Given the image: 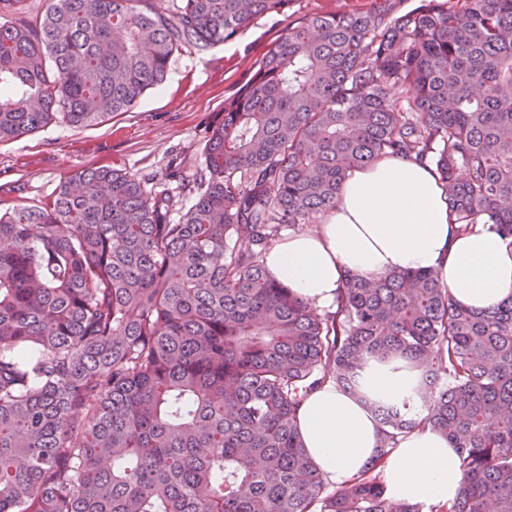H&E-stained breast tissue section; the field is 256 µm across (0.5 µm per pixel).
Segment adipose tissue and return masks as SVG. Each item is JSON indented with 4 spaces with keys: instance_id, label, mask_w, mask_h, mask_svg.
<instances>
[{
    "instance_id": "adipose-tissue-1",
    "label": "adipose tissue",
    "mask_w": 512,
    "mask_h": 512,
    "mask_svg": "<svg viewBox=\"0 0 512 512\" xmlns=\"http://www.w3.org/2000/svg\"><path fill=\"white\" fill-rule=\"evenodd\" d=\"M268 272L318 310H332L347 274L432 270L457 303L488 308L512 293V245L491 226L462 234L446 188L429 163L383 155L342 184L336 207L308 233L284 234L266 254ZM300 440L327 483L381 471L391 498L447 512L462 490L456 449L417 426L381 453L384 427L357 397L328 382L296 413Z\"/></svg>"
}]
</instances>
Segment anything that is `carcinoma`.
<instances>
[{
  "mask_svg": "<svg viewBox=\"0 0 512 512\" xmlns=\"http://www.w3.org/2000/svg\"><path fill=\"white\" fill-rule=\"evenodd\" d=\"M0 0V142L96 124L172 57L292 0ZM434 160L463 232L512 244V0H396L282 34L207 130L195 199L84 169L0 211V512H420L367 470L330 492L302 394L361 393L367 362L421 370L370 406L382 448L423 423L457 449L448 512H512V294L456 304L435 273L346 275L322 315L272 278L283 225L318 224L350 174Z\"/></svg>",
  "mask_w": 512,
  "mask_h": 512,
  "instance_id": "cac0c4a2",
  "label": "carcinoma"
}]
</instances>
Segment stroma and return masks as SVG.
<instances>
[{
  "instance_id": "1",
  "label": "stroma",
  "mask_w": 512,
  "mask_h": 512,
  "mask_svg": "<svg viewBox=\"0 0 512 512\" xmlns=\"http://www.w3.org/2000/svg\"><path fill=\"white\" fill-rule=\"evenodd\" d=\"M366 4L293 0L288 14L258 19L232 41L175 55L165 81L127 111L92 126L59 121L0 143V209L43 202L74 172L97 167L125 170L147 191H169L177 207H189L193 197L177 176L199 168L208 126L225 98L249 81L255 61L303 18Z\"/></svg>"
}]
</instances>
